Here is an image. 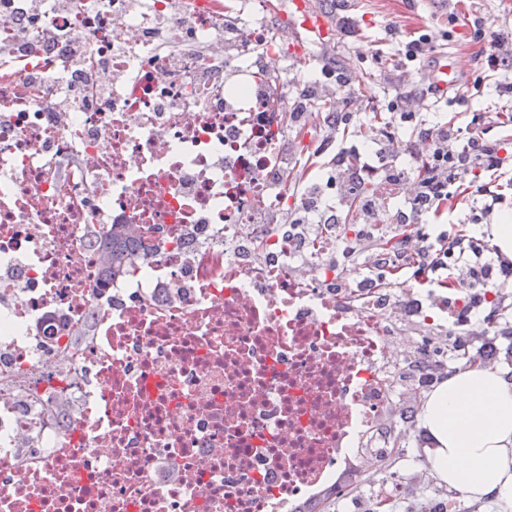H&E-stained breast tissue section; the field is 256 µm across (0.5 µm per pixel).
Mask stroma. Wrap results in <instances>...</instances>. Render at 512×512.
<instances>
[{"label":"stroma","mask_w":512,"mask_h":512,"mask_svg":"<svg viewBox=\"0 0 512 512\" xmlns=\"http://www.w3.org/2000/svg\"><path fill=\"white\" fill-rule=\"evenodd\" d=\"M336 3L253 0L248 17L249 22L265 26L272 42L286 55V63L280 66L285 82H293L304 71L319 74L328 69L348 72L351 77L350 85L335 93L336 98L347 97L353 102L350 125L332 135L323 118H310L298 133L294 166L327 164V156L317 153L327 136H334L338 146L350 149L358 143L360 134L373 136L393 126L391 100L423 91L419 71L404 65L400 41L390 34L394 28L406 35L432 34L440 62L460 56L469 60L466 72L458 76L447 98H431L418 114L416 126L448 122L463 127L480 112L489 118L484 126L488 137L512 132V100L500 97L498 78L488 72L480 45L468 31L470 16L480 14L493 31L512 37V0H353V29L347 36L340 31L343 13ZM481 180L500 197L487 222L470 224L469 197L456 191L440 215L427 216V223L450 225L456 234H490L512 210V172L485 174ZM393 405L401 415L411 413V421L401 419L390 428L393 452L354 480L350 499L337 502L336 512H358L359 507L372 501L379 487L397 474L404 476L405 486L391 512H417L423 504L446 499L450 494V487L437 478L428 459L429 437L421 425L423 400L412 393L398 392Z\"/></svg>","instance_id":"35a3bbf8"}]
</instances>
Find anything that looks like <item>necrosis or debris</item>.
<instances>
[{"label":"necrosis or debris","mask_w":512,"mask_h":512,"mask_svg":"<svg viewBox=\"0 0 512 512\" xmlns=\"http://www.w3.org/2000/svg\"><path fill=\"white\" fill-rule=\"evenodd\" d=\"M0 0V512H300L387 452L392 294L336 277L354 241L295 248L293 133L223 0ZM60 33L50 43L45 31ZM137 49L115 54L117 43ZM122 71L99 95L68 65ZM129 227L132 266L103 244ZM314 266L299 282L289 261ZM127 239L126 225H113L112 235L106 246V251L110 257V265L107 268L108 273H119L128 268L131 259L129 257Z\"/></svg>","instance_id":"4bbe7bcc"}]
</instances>
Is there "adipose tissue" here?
Masks as SVG:
<instances>
[{
  "mask_svg": "<svg viewBox=\"0 0 512 512\" xmlns=\"http://www.w3.org/2000/svg\"><path fill=\"white\" fill-rule=\"evenodd\" d=\"M421 421L449 485L475 498L512 494L511 383L479 367L456 372L428 397Z\"/></svg>",
  "mask_w": 512,
  "mask_h": 512,
  "instance_id": "ef3b65f1",
  "label": "adipose tissue"
}]
</instances>
